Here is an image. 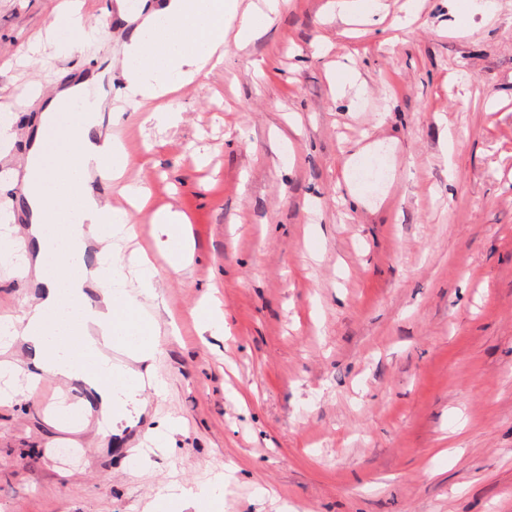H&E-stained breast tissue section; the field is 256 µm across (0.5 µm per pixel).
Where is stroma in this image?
Instances as JSON below:
<instances>
[{"label": "stroma", "mask_w": 512, "mask_h": 512, "mask_svg": "<svg viewBox=\"0 0 512 512\" xmlns=\"http://www.w3.org/2000/svg\"><path fill=\"white\" fill-rule=\"evenodd\" d=\"M458 30L453 0L351 11L289 0L224 67L177 93L180 128L107 112L155 142L154 204L191 219L186 271L155 229L180 333L136 428L46 421L67 386L0 406V512H147L159 485L226 474L220 512H512V0ZM60 0H0V173L26 153L32 89L70 69ZM81 51L120 59L128 18ZM40 39L32 61L18 47ZM262 71H255V62ZM228 332L200 335L202 297ZM172 450L131 453L161 421Z\"/></svg>", "instance_id": "1"}]
</instances>
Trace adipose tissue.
<instances>
[{
    "mask_svg": "<svg viewBox=\"0 0 512 512\" xmlns=\"http://www.w3.org/2000/svg\"><path fill=\"white\" fill-rule=\"evenodd\" d=\"M267 0L265 7L240 12L239 0H162L129 33L123 44V100L131 107H149L153 129L177 126L180 112L159 106L161 98L199 82L224 62V22L237 20V46L260 34L286 5ZM86 82L74 80L44 94L39 126L24 162L25 176L15 188L29 226L18 232L13 208H0L8 224L10 248H0V260L20 254L15 276L35 279L40 297L20 308L0 312V349L19 343L31 349L27 365L0 361V375L23 376L28 395H36L43 375L63 384L81 383L97 405L98 430L110 433L128 418V404L140 401L145 386L155 393L154 364L159 353L155 334L163 301L160 272L140 258L134 277H127L121 252L99 257L95 268L85 261L90 230H111L116 241L135 234L134 212H119L110 199L92 192L88 181L100 176L117 184L130 168L149 164L101 129L99 106L85 107ZM153 222L159 251L168 266L185 270L192 253L186 216L172 207L158 209ZM68 227L66 235L57 225ZM223 476L193 487L169 484L158 489L151 504L163 512L171 503L184 512L208 505L215 512L217 485Z\"/></svg>",
    "mask_w": 512,
    "mask_h": 512,
    "instance_id": "obj_1",
    "label": "adipose tissue"
}]
</instances>
